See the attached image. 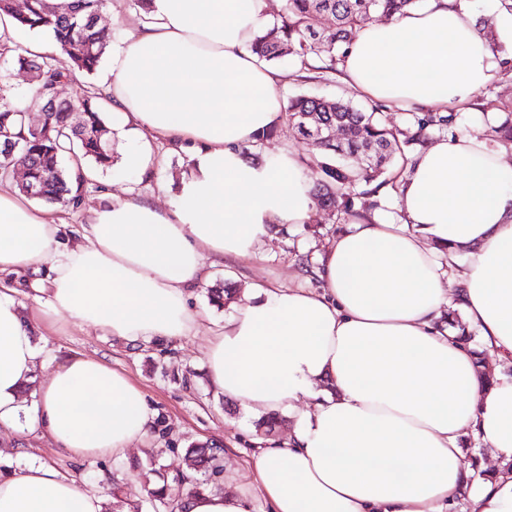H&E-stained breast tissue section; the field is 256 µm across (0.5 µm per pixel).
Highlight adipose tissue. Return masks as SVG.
<instances>
[{
    "label": "adipose tissue",
    "instance_id": "adipose-tissue-1",
    "mask_svg": "<svg viewBox=\"0 0 512 512\" xmlns=\"http://www.w3.org/2000/svg\"><path fill=\"white\" fill-rule=\"evenodd\" d=\"M267 0H152L128 24L101 89L146 173L153 143L191 150L168 207L102 199L76 239L59 211L0 181V272L49 270L22 305L0 282V428L40 433L75 458L126 455L152 431L145 394L123 371L79 353L58 358L36 332L61 317L129 343L191 335L188 298L209 261L255 254L282 224L315 215L297 155H245L281 124L283 73L252 50ZM494 57L455 0L369 24L341 78L392 110L469 111ZM401 222L352 223L327 249L322 291L253 286L206 351L209 381L250 413L288 411L285 444L252 468L272 512H512V375L480 376L449 332L456 305L497 358H512V163L476 132L417 152ZM465 253L457 264V253ZM50 367L34 401L21 394ZM473 432L495 465L463 462ZM104 496L35 461L0 470V512H103ZM179 512H251L238 493L185 490Z\"/></svg>",
    "mask_w": 512,
    "mask_h": 512
}]
</instances>
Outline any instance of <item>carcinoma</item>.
Masks as SVG:
<instances>
[{
	"label": "carcinoma",
	"instance_id": "1",
	"mask_svg": "<svg viewBox=\"0 0 512 512\" xmlns=\"http://www.w3.org/2000/svg\"><path fill=\"white\" fill-rule=\"evenodd\" d=\"M425 0H286L282 14L252 44L258 57L269 63L289 59L298 66L301 78L325 81L339 73L346 49L358 31L378 16L394 17L416 9ZM106 0H60L48 9L46 0H26L24 12L14 11L11 0H0V16L15 19L22 29L49 34L56 42L50 55H24L0 47L5 70H28L33 74L35 93L28 101L14 95L9 83H0V178L13 177L26 169L24 185L18 190L49 203L77 200L92 179L73 184L71 172L62 166L64 157L74 154L88 164L93 174L112 168V142L107 139L103 114L109 111L106 98L82 90L64 102L56 98L58 85L82 73L99 69L112 32L94 27L93 18ZM324 17L336 26L318 31ZM44 112L43 123L32 128L28 113ZM79 110V117L72 109ZM284 115L298 134L309 137L319 128L343 127L349 137L342 142L324 139L319 144L316 166L320 175L321 205L346 219L368 218L380 208L382 189H398L397 168L406 166L411 154L435 132L459 125L458 112L420 109L404 114L401 124L387 121L385 106L370 102L354 106L340 100L308 96L287 98ZM488 138L504 147L512 144V109L498 124L483 117ZM194 465L213 477L222 473V449L189 446ZM185 477L162 480V486L148 491L152 512H175Z\"/></svg>",
	"mask_w": 512,
	"mask_h": 512
}]
</instances>
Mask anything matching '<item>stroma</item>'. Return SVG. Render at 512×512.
<instances>
[{
	"label": "stroma",
	"instance_id": "35a3bbf8",
	"mask_svg": "<svg viewBox=\"0 0 512 512\" xmlns=\"http://www.w3.org/2000/svg\"><path fill=\"white\" fill-rule=\"evenodd\" d=\"M285 75L280 89L282 96L297 94L338 98L360 104V97L350 91L340 79L314 83L300 79L292 63L279 64ZM512 102V75L491 78L478 94L475 106L466 118L471 129L482 130L483 115L496 116L504 103ZM116 162L112 169L87 185L80 202L62 205L69 225L87 223L89 211L101 192L122 199H147L165 207L173 202L171 194L159 192V184L178 187L188 169V156L183 150L159 141L155 147L163 156L161 166L139 174L125 165L129 148L122 137L113 139ZM347 222L337 219L327 210L319 211L311 223L286 224L267 240L256 256L241 259L227 257L217 260L203 286L196 288L189 305L199 314L194 333L181 340L143 342L132 345L93 328L64 323L63 333L36 334L38 345L58 349L62 353H82L105 360L112 368L126 372L142 388L147 405L154 415L155 427L137 448L123 457L72 459L53 448L45 438L17 430L0 434V460L15 461L17 454L29 455L36 461L57 467L74 475L89 487L102 489L111 495L113 483L125 486L126 512L143 507L147 493L142 482L133 478L134 466L150 448L160 449V463L168 476L183 474L189 461L185 450L192 443L220 444L223 447V472L220 481L228 492H248L252 495V512H270L267 501L254 490V474L249 466L257 448L271 442L282 443L288 438L291 419L280 412L279 424L273 432L260 429L259 416L249 413L239 404L229 402L209 384L204 353L217 327L233 311V306L217 307L208 297L209 288L231 281L239 293L250 286L282 285L319 289L323 282L317 275L321 259L337 233L346 230Z\"/></svg>",
	"mask_w": 512,
	"mask_h": 512
}]
</instances>
